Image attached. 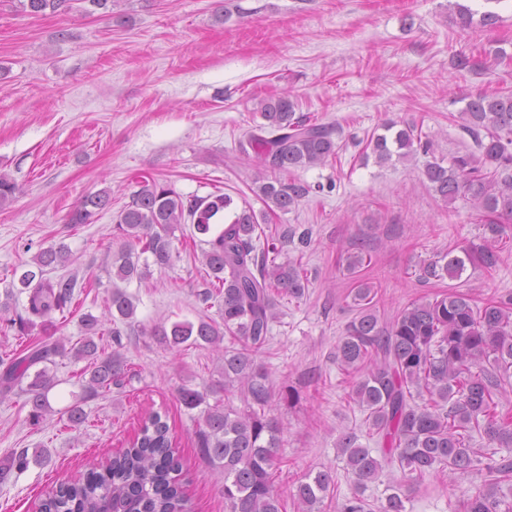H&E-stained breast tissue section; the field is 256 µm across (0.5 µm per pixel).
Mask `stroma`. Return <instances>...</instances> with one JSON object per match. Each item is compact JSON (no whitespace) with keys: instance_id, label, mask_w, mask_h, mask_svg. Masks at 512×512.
<instances>
[{"instance_id":"obj_1","label":"stroma","mask_w":512,"mask_h":512,"mask_svg":"<svg viewBox=\"0 0 512 512\" xmlns=\"http://www.w3.org/2000/svg\"><path fill=\"white\" fill-rule=\"evenodd\" d=\"M492 11L494 25L462 26L449 0H119L116 25L82 5L28 17L17 0H0V174L19 191L0 207V291L19 262L65 243V274L86 281L77 309L53 316L58 337L77 341L81 314L103 316L111 283L103 265L117 248L115 217L140 177L169 182L186 197L229 194L235 206L262 204L254 192L256 162L238 142L261 118L260 100L290 94L299 112L338 126L335 160L299 171L309 196L273 226L308 227L301 259L304 298L278 299L281 317L256 357L275 385L300 394L295 407L275 405L282 424L278 486L290 491L308 472L336 474L339 496L353 480L336 443L363 419L350 400L354 375L334 358L355 317V280L373 286L380 319L437 293L467 294L477 304L512 294V251L495 268L468 267L457 280L421 282L420 262L477 241L490 215L464 198L446 203L424 181L421 162L379 165L366 142L383 124L415 126L449 160L473 141L462 129L465 96L512 94V0H460ZM109 191L112 204L97 223L73 227L65 217L82 197ZM175 242L172 268L127 285L136 305L122 354L134 376L84 405L86 420L67 427L60 410L82 392L84 361L55 357L53 411L29 422L24 398H0V464L21 451L45 450L40 462L0 482V512H37L41 491L77 480L95 456L119 451L143 416H168L183 459L186 512H230L224 472L197 448L199 411L177 400L181 386L198 390L218 378L215 348H169L151 329L161 323L218 318L203 308L201 249L190 225ZM370 256L358 278L346 257L357 244ZM484 487L482 476L446 471L406 489V512H462Z\"/></svg>"}]
</instances>
